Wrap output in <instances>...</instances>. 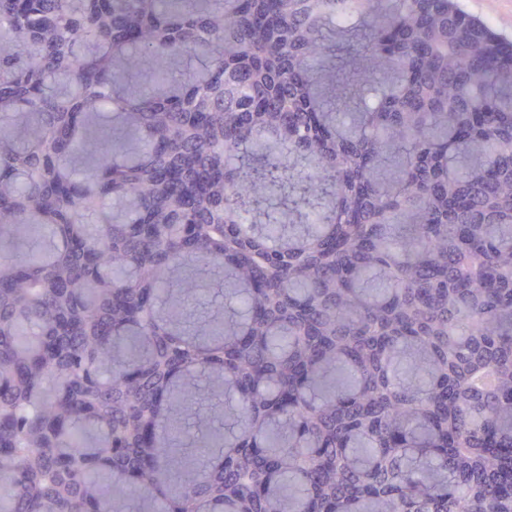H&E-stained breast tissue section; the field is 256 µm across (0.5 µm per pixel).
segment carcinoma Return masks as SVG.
Here are the masks:
<instances>
[{
  "mask_svg": "<svg viewBox=\"0 0 512 512\" xmlns=\"http://www.w3.org/2000/svg\"><path fill=\"white\" fill-rule=\"evenodd\" d=\"M0 118V512H512V40L0 0Z\"/></svg>",
  "mask_w": 512,
  "mask_h": 512,
  "instance_id": "obj_1",
  "label": "carcinoma"
}]
</instances>
